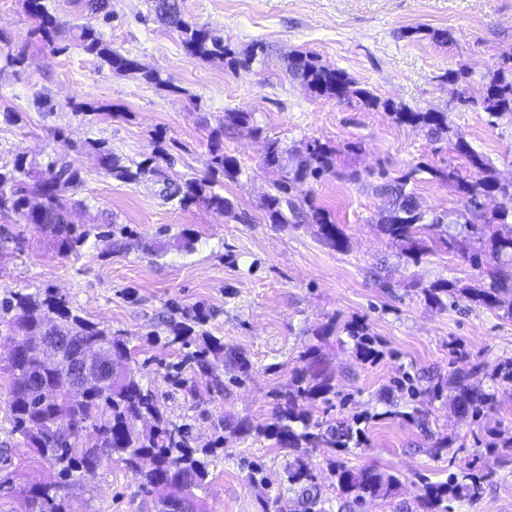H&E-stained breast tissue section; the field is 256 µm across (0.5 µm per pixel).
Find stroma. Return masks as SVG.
<instances>
[{
	"label": "stroma",
	"instance_id": "35a3bbf8",
	"mask_svg": "<svg viewBox=\"0 0 512 512\" xmlns=\"http://www.w3.org/2000/svg\"><path fill=\"white\" fill-rule=\"evenodd\" d=\"M182 7L188 20L218 31L235 50L265 42L266 63L232 70L219 59L190 57L177 34L153 22L146 0H111L105 39L157 71L165 81L158 87L111 72L75 46L51 52L33 35L23 0H0V55L22 49L28 56L25 69L0 72V114L22 116L14 124L0 118V166L21 153L43 162L67 152L82 178L75 221L90 233L72 255L60 252L40 225L0 223V298L52 290L88 320L127 336L128 366L155 392L163 416L190 424L198 445L216 446L209 486L199 493L205 512H263L272 501L280 512H301L286 451L233 433L224 422H271L292 368L313 344L330 362L336 395L308 404V411L323 422L366 420L359 449L341 458L328 448L307 455L319 512H338L331 464L339 458L399 478L391 502L369 499L352 512H413L426 484L446 481L465 464L487 474L484 493L474 504L452 500L449 512H512V448L486 450L488 428L512 436V385L484 381L496 402L478 418L450 404L455 373L475 362L490 370L512 358V319L464 300L441 310L423 295L443 279L459 288L489 285V268L441 252L407 261L372 222L380 176L392 179L419 163L464 166L454 149L459 137L493 160L499 179L512 178V121L491 122L470 101L484 75L512 52V0H182ZM441 30L450 43L436 40ZM293 51L315 53L380 100L446 112L447 140L429 142L384 110L316 96L286 73L282 59ZM451 71L456 81H448ZM80 101L102 110L74 112ZM229 110L251 113L261 129L255 137L224 139L246 171L239 181L215 184L234 216L164 201V183L207 174L209 132ZM270 138L286 148L310 139L331 143L339 149L338 170L361 173L358 183L328 175L309 186L313 204L340 224L346 250L328 248L307 225L269 224L263 200L280 179L263 164ZM90 140L108 142L125 159L141 162L164 151L173 161L161 164V176L126 184L88 154ZM112 224L128 233L119 252L103 235ZM186 229L193 238L187 248L180 241ZM385 278L392 288H383ZM332 319L365 322L378 358L358 359L345 335L317 341L316 330ZM180 322L243 354L248 372L222 363L212 374L198 373L186 348L166 341L170 325ZM411 385L417 398L408 395ZM9 402L10 376L0 360V512H29L26 491L57 479L59 467L19 445ZM415 407L426 413L429 434L409 419ZM435 437L448 441L438 456L429 451ZM60 495L69 512L158 510L156 492L115 460L74 474Z\"/></svg>",
	"mask_w": 512,
	"mask_h": 512
}]
</instances>
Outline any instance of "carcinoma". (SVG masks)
<instances>
[{"instance_id": "obj_1", "label": "carcinoma", "mask_w": 512, "mask_h": 512, "mask_svg": "<svg viewBox=\"0 0 512 512\" xmlns=\"http://www.w3.org/2000/svg\"><path fill=\"white\" fill-rule=\"evenodd\" d=\"M79 4L88 14L105 22L112 19L110 0H79ZM24 6L35 23L33 33L50 51L65 52L67 41L73 39L86 53L104 61L113 72L139 73L149 83L167 86L159 73L146 71L136 60L112 50L95 27L61 21L46 0H24ZM149 12L165 30L178 34L185 53L191 57L220 58L234 69L248 67L255 60L268 57V49L261 41L254 42L240 54L208 26L187 20L181 0H149ZM286 71L319 96L340 101L355 97L366 108H381L393 114L398 122L424 131L431 142L448 138L447 113L415 112L355 89L353 80L344 70L323 64L313 53L289 56ZM468 101L480 102L493 118L512 120L511 52L504 54L499 67L486 75L479 98L470 97ZM240 132L259 133L251 113L226 112L210 131L211 174H219L232 182L245 174L237 158L225 153L222 146L224 137ZM86 148L101 168L128 184H138L157 171L149 161L128 162L117 156L105 141H90ZM456 149L474 176L466 178L451 166L446 169L411 167L400 176L377 185L376 192L383 203L373 224L414 263L442 249L476 267L485 259L495 262L497 269L487 287L458 289L451 282L441 281L423 289V294L428 303L436 307H445L448 299L462 298L489 309L504 307L506 314L512 317V180L498 179L490 161L463 138H458ZM267 151L269 161L282 173L275 193L267 195L263 201L270 223L309 224L316 228V235L326 246L335 250L347 248V238L339 225L332 222L330 213L309 204V196L304 193V186L337 173L338 150L318 139L289 149L282 148L278 140L269 139ZM420 172L448 186L463 201V208L442 216H431L420 210L416 194L408 189ZM81 182L80 172L62 152L48 157L44 163L20 154L12 167H0V218L16 215L29 224H40L50 229L64 251L77 252L89 233L74 225L71 216L81 206V201L68 192L76 191ZM488 196L500 197L501 207L493 218L478 224L473 218L481 206L480 199ZM163 197L178 201L183 208L204 204L219 215L229 216L234 212L233 203L215 191L212 178L192 177L180 186H168ZM48 319L54 320L51 333L72 337L89 350L103 347L106 356L118 365L130 356L128 340L123 334L107 331L81 316L58 293L13 291L0 301V320L10 321L12 327L19 324L22 330V337L13 340L6 356L11 376L9 411L14 432L25 446L60 464L58 481L39 484L29 490L31 503L39 506V512H67L64 502L58 499L59 481L115 458L140 477L144 485L159 493L158 512H202L196 491L207 488L211 448L195 446L191 426L165 419L154 393L143 387L132 373L115 377L105 387L89 390L80 399L69 397L65 392L67 378L62 367L35 365L38 337L45 335ZM170 333L171 344L187 346L201 340L198 349L187 355L199 371L210 373L215 363L224 360V344L219 339L206 334L195 339L194 329L185 323L173 325ZM336 334H344L354 341V352L360 360L368 362L376 357V341L364 324L351 321L339 326L332 319L315 332L320 340ZM300 361L302 366L293 370L288 391L281 396L272 422L254 425L244 418L233 426L236 434L254 433L294 454L288 477L296 484L313 481L303 459L309 450L333 448L348 453L360 447L365 436L361 428L363 419L359 417L335 427H326L312 419L302 403L318 400L327 403L330 396L336 395V387L319 346L307 348ZM486 378L511 384L512 360L500 364L491 373L477 363L466 374L455 377L453 403L459 413L478 416L492 404L493 395L482 390ZM334 472L339 491L345 496L344 509L367 498L388 500L399 484L395 475L370 467L353 469L340 463ZM487 477V473L475 474L465 467L444 483L427 484L418 499L416 512H448V501L460 497L475 503L482 496Z\"/></svg>"}]
</instances>
